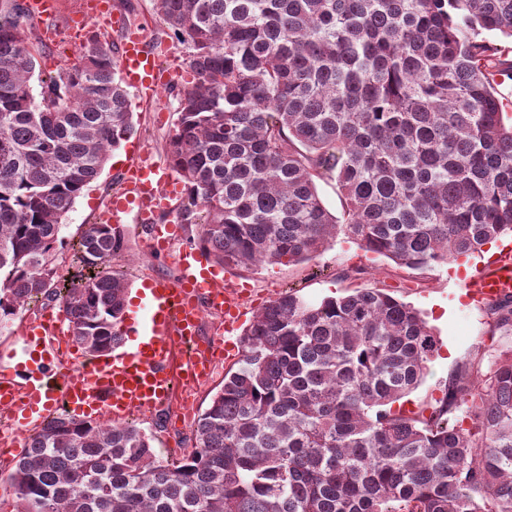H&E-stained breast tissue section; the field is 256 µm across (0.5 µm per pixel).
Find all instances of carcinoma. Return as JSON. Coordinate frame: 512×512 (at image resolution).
Segmentation results:
<instances>
[{
  "label": "carcinoma",
  "instance_id": "carcinoma-1",
  "mask_svg": "<svg viewBox=\"0 0 512 512\" xmlns=\"http://www.w3.org/2000/svg\"><path fill=\"white\" fill-rule=\"evenodd\" d=\"M155 6L193 48L166 155L207 258L299 264L342 234L422 271L512 232V124L494 84L512 65L489 41L512 39V0ZM27 25L20 0H0V330L56 302L94 357L122 340L124 228L60 232L132 113L98 33L34 93ZM319 179L336 182L343 217ZM67 245L80 271L64 277L50 256ZM485 311L490 337L512 332V296ZM438 343L385 288L319 303L290 290L243 331L191 451L158 459L135 424L63 411L7 480L21 512H512V345L478 348L441 398L394 408ZM317 185L326 207L333 214H336V217L341 218L344 211V202L336 188V183L334 181L327 180L318 181Z\"/></svg>",
  "mask_w": 512,
  "mask_h": 512
}]
</instances>
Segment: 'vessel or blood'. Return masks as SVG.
Listing matches in <instances>:
<instances>
[{
	"label": "vessel or blood",
	"mask_w": 512,
	"mask_h": 512,
	"mask_svg": "<svg viewBox=\"0 0 512 512\" xmlns=\"http://www.w3.org/2000/svg\"><path fill=\"white\" fill-rule=\"evenodd\" d=\"M22 4L48 45L57 42L61 26L81 29L112 17L111 0H83L81 10L68 13L63 12L61 0H22ZM117 31L120 39L115 55L126 85L145 94L159 90L169 76L152 49L150 29L121 25ZM179 197L180 187L172 174L149 155L136 152L127 160L122 189L113 195L106 221L122 224L132 214L139 223L153 225L152 248L162 253L179 229L173 224L156 227V217L175 210ZM179 262V279L153 280L151 300L139 305L127 324L129 333L142 339L137 347L78 365L63 358L54 343L59 322L51 313L27 323L23 341L38 345L39 352L29 358L0 360V407L11 411L24 427L43 420L56 403L76 417L106 415L116 422L133 411L158 408L173 392L169 363L182 336L193 340L199 351L192 360L191 375L208 380L212 375L210 352L218 344L202 335L199 304L207 302L210 310L223 316L224 329L229 332L243 316L242 299L237 289L224 288L198 263L194 250L181 253ZM511 283L512 255L505 253L491 272L471 280L469 294L498 298L503 286Z\"/></svg>",
	"instance_id": "1"
}]
</instances>
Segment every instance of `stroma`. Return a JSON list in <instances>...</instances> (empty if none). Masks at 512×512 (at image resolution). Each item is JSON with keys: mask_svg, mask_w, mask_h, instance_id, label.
<instances>
[{"mask_svg": "<svg viewBox=\"0 0 512 512\" xmlns=\"http://www.w3.org/2000/svg\"><path fill=\"white\" fill-rule=\"evenodd\" d=\"M118 14L131 24L152 27L159 61L169 70L173 79L158 93L145 96L136 91L128 93V109L133 114L134 131L121 141L117 154L130 149L147 151L159 165H166V145L173 132L178 106L177 95L191 80L189 45L173 40L166 26L155 16L152 0H114ZM118 166L106 163L100 176L77 198L72 210L63 221L61 234L66 241L79 239L89 225L98 223L106 211L113 193L121 186ZM126 249L124 266L130 282L129 303L141 301V286L158 277L173 278L179 273L177 257L195 237L194 225L186 224L175 238L168 254L155 252L150 246V235L135 219L124 226ZM488 253L471 258H458L423 273H408L384 257L365 252L359 243L338 236L315 261L298 265H263L254 269H229L216 265L222 283L248 288L253 295L248 313H255L280 293L296 291L305 299L320 301L344 294L349 281L340 277L342 270L361 268L360 280L380 288L389 289L420 310L433 327L440 341V349L430 364L422 384L405 401V408L420 402L440 398L450 374L469 360L478 345H512L508 336L489 337L487 317L483 306L468 302L465 284L470 277L488 268ZM183 407L181 394H174L168 403L151 413L137 416L136 422L154 437L153 451L164 459L192 446V425L177 423L176 416Z\"/></svg>", "mask_w": 512, "mask_h": 512, "instance_id": "obj_1", "label": "stroma"}]
</instances>
